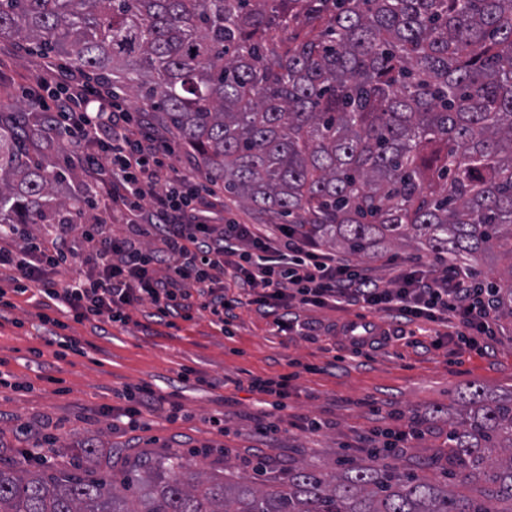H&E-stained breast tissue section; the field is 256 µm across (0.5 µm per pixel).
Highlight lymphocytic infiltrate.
I'll list each match as a JSON object with an SVG mask.
<instances>
[{
	"label": "lymphocytic infiltrate",
	"mask_w": 512,
	"mask_h": 512,
	"mask_svg": "<svg viewBox=\"0 0 512 512\" xmlns=\"http://www.w3.org/2000/svg\"><path fill=\"white\" fill-rule=\"evenodd\" d=\"M41 70L23 92L26 102L50 113L52 129L75 149L90 206L120 216L125 230L117 235L106 225L85 224L76 241L69 224L36 236L24 225L0 224V313L17 309L20 297L35 298L45 336L34 357H43L47 346L59 360L84 355L81 340L67 333L69 322L125 328L138 312L171 329L206 315L230 334L228 313L236 302L226 292L236 285L244 286L246 305L272 316L281 334L307 330L289 315L302 306L379 314L417 326L434 347L450 343L463 354H482L495 336L494 306L469 271L453 264L431 270L390 255L382 263L393 275L384 282L372 267L322 248L300 225L268 233L242 223L226 214L220 192L171 163L174 149L155 134L146 113L128 111L85 71L51 62ZM296 378L292 372L251 380L258 434L327 428L322 419L286 420ZM112 395L115 405L88 407V424L107 418L115 429L147 430L155 419L189 416L177 392L148 382Z\"/></svg>",
	"instance_id": "obj_1"
}]
</instances>
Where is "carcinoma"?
<instances>
[{"mask_svg": "<svg viewBox=\"0 0 512 512\" xmlns=\"http://www.w3.org/2000/svg\"><path fill=\"white\" fill-rule=\"evenodd\" d=\"M0 38L126 89L212 184L321 244L508 261L487 287L512 318V0H0ZM47 127L0 117V224L81 215L33 149ZM452 408L425 464L443 481L374 455L233 483L171 455L116 479L78 448L0 461V512H512V388Z\"/></svg>", "mask_w": 512, "mask_h": 512, "instance_id": "cac0c4a2", "label": "carcinoma"}]
</instances>
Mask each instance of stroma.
I'll return each mask as SVG.
<instances>
[{"mask_svg": "<svg viewBox=\"0 0 512 512\" xmlns=\"http://www.w3.org/2000/svg\"><path fill=\"white\" fill-rule=\"evenodd\" d=\"M40 60L39 53L0 38V101L16 102L18 111H26L20 88L37 74ZM35 312L33 303H22L17 315L25 327H0V358L7 359L18 382L34 387L33 392L0 399V459L5 461L18 458L31 445L9 423L18 415L38 430L58 427L62 445L49 450L52 458L89 446L110 458L118 473L176 452L191 468L238 481L252 477L256 457L270 460L274 472L300 461L325 466L343 457L346 449L370 447L368 429L395 427L392 412L410 419L428 411L432 423L423 426L422 437L403 455L404 464L413 469L441 444L457 391L470 384L491 391L512 387V319L501 321L487 352L469 358L457 356L449 346L434 348L423 335L415 345L395 341L341 361L325 352L327 336L312 341L274 334L270 319L247 306L238 309L230 337L216 332L205 317L175 333L159 325L144 333L133 327L102 330L90 322L75 323L69 333L86 342L84 355L58 360L48 352L40 369L30 354L41 344ZM292 359L314 370L298 379L301 395L290 400L288 416H316L332 426L317 433L293 430L274 439L255 436L251 426L259 406L249 383L288 373ZM184 366L224 380L223 392L178 383L177 373ZM43 372L54 376V383L40 380ZM144 381L177 391L191 419L162 421L148 432L86 424V407L113 404V388ZM219 412L224 415L221 433L207 422Z\"/></svg>", "mask_w": 512, "mask_h": 512, "instance_id": "obj_1", "label": "stroma"}]
</instances>
